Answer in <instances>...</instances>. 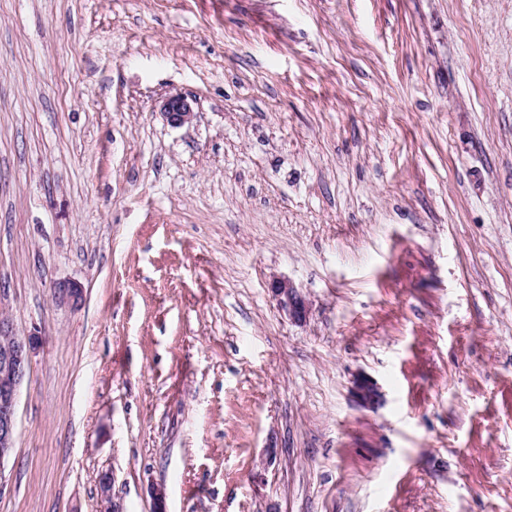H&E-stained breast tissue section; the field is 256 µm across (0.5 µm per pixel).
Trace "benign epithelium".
Instances as JSON below:
<instances>
[{
  "instance_id": "1",
  "label": "benign epithelium",
  "mask_w": 512,
  "mask_h": 512,
  "mask_svg": "<svg viewBox=\"0 0 512 512\" xmlns=\"http://www.w3.org/2000/svg\"><path fill=\"white\" fill-rule=\"evenodd\" d=\"M161 116L172 127L189 125L196 117L194 101L183 95L170 96L161 105ZM269 290L291 319L298 322L306 319L308 303L290 281L275 277L269 283ZM54 297L76 308L85 300L83 288L75 282L56 284ZM37 342V335H21L12 319L0 317V474L16 445L19 398ZM352 394L358 405L364 408H373L382 399L376 382L366 376L354 381Z\"/></svg>"
}]
</instances>
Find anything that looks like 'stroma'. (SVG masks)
Listing matches in <instances>:
<instances>
[{
    "label": "stroma",
    "instance_id": "1",
    "mask_svg": "<svg viewBox=\"0 0 512 512\" xmlns=\"http://www.w3.org/2000/svg\"><path fill=\"white\" fill-rule=\"evenodd\" d=\"M0 314V512H512V0H0ZM161 111L163 119L172 127L189 125L196 117L194 101L183 95L166 98L161 105ZM268 289L279 307L287 312L291 319L298 322L306 319L309 311L308 303L289 280L275 277L270 281ZM37 342V335H21L12 319L0 317V468L16 445L19 398ZM352 394L358 405L364 408H374L382 399L376 382L366 376H361L354 381Z\"/></svg>",
    "mask_w": 512,
    "mask_h": 512
}]
</instances>
